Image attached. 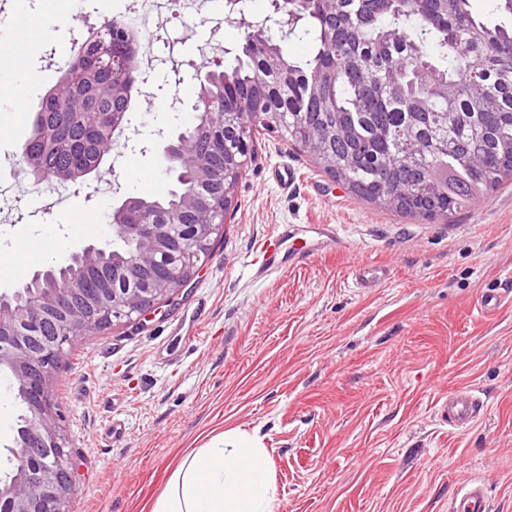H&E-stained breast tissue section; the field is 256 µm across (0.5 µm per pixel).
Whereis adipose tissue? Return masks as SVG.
Returning <instances> with one entry per match:
<instances>
[{"instance_id":"1","label":"adipose tissue","mask_w":512,"mask_h":512,"mask_svg":"<svg viewBox=\"0 0 512 512\" xmlns=\"http://www.w3.org/2000/svg\"><path fill=\"white\" fill-rule=\"evenodd\" d=\"M280 506L257 439L227 432L184 452L151 512H279Z\"/></svg>"}]
</instances>
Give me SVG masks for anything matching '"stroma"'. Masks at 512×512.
I'll list each match as a JSON object with an SVG mask.
<instances>
[{"mask_svg":"<svg viewBox=\"0 0 512 512\" xmlns=\"http://www.w3.org/2000/svg\"><path fill=\"white\" fill-rule=\"evenodd\" d=\"M128 0H10L0 45V178L16 182L12 216L0 221V249L18 272L0 274V293L29 273L89 244L111 248L107 221L129 196L175 185L165 139L195 121L193 67L221 24L225 64L242 52L239 14L148 21L157 60L146 70L119 136L87 183L91 200L33 213L18 168L41 94L67 70L74 45ZM37 92L18 107L23 78ZM298 173L280 187L274 172ZM115 194L98 193L108 181ZM305 224H332L338 246L257 279L256 249L288 227L289 250L309 246ZM387 279L356 287L362 260ZM512 277V184L452 218L420 221L373 207L318 169L275 133L254 154L232 195L222 233L173 302L143 322L82 337L56 384L67 448L75 462L69 512H148L185 449L244 432L268 454L280 512H448L457 489L489 480L493 512H512V306L481 314L482 290ZM474 389L477 422L451 428L442 399ZM122 436H112L113 421Z\"/></svg>","mask_w":512,"mask_h":512,"instance_id":"1","label":"stroma"}]
</instances>
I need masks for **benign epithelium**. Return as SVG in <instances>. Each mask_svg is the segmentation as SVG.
<instances>
[{
  "mask_svg": "<svg viewBox=\"0 0 512 512\" xmlns=\"http://www.w3.org/2000/svg\"><path fill=\"white\" fill-rule=\"evenodd\" d=\"M300 15L288 12V0H277L271 14L250 22L262 33L272 22L288 39ZM201 125L214 132L224 131V113L208 111L207 102L198 97L192 105ZM180 134L168 142L164 153L167 170L182 160ZM225 172L204 164L197 181L187 188L184 206L173 212L165 224H124L123 215L135 199L126 198L112 209V230L138 240L137 252L125 262L128 278L144 276L157 252L169 256L168 275L158 279L144 293H133L112 287V279L100 272L99 287H79V279L64 277V287H52L24 304L7 308L0 302V373L8 376L9 388L18 390L25 414L11 448L15 475L0 479V503L8 512H66L73 486V464L65 448L62 417L55 397L57 370L67 349L79 336L100 330L104 325L130 322L145 317L157 305L170 300L199 269L201 255L197 248L217 237L223 229L226 210L222 209L226 189ZM187 212L195 213L200 222L194 225L195 236L184 239L174 233ZM99 251L86 245L70 252L62 265L70 261L93 265L89 256Z\"/></svg>",
  "mask_w": 512,
  "mask_h": 512,
  "instance_id": "obj_1",
  "label": "benign epithelium"
}]
</instances>
